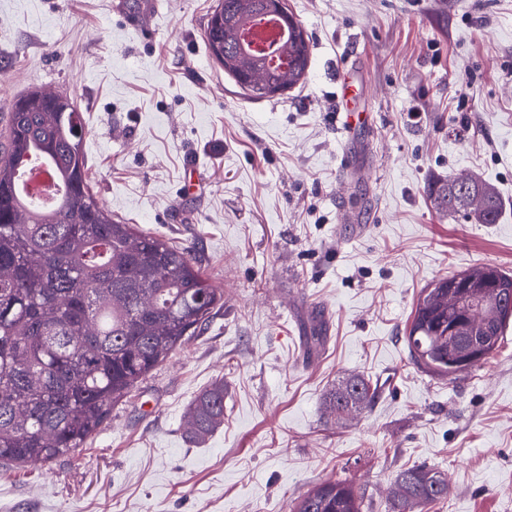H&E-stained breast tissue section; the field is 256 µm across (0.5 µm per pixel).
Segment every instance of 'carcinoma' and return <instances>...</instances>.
Here are the masks:
<instances>
[{
	"label": "carcinoma",
	"instance_id": "cac0c4a2",
	"mask_svg": "<svg viewBox=\"0 0 512 512\" xmlns=\"http://www.w3.org/2000/svg\"><path fill=\"white\" fill-rule=\"evenodd\" d=\"M276 0H218L205 39L212 58L254 98L304 80L310 43ZM283 23L286 38L258 41L257 28ZM74 99L33 88L15 98L0 142V462L49 464L84 447L112 406L200 331L223 293L191 252L139 233L95 201L81 151ZM42 159L62 187L42 209L18 189L17 174ZM450 178L436 189L442 210L495 224L502 202L477 179L462 196ZM512 308V275L490 264L443 277L424 289L406 336L415 362L453 380L487 363ZM375 390L352 377L329 397L341 420L366 407ZM187 436L202 444L224 424V382L190 405ZM444 472L403 470L392 512H411L447 495ZM293 512H362L345 481L302 495Z\"/></svg>",
	"mask_w": 512,
	"mask_h": 512
}]
</instances>
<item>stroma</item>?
<instances>
[{
	"instance_id": "35a3bbf8",
	"label": "stroma",
	"mask_w": 512,
	"mask_h": 512,
	"mask_svg": "<svg viewBox=\"0 0 512 512\" xmlns=\"http://www.w3.org/2000/svg\"><path fill=\"white\" fill-rule=\"evenodd\" d=\"M285 2L310 66L254 99L205 45L217 0H0V130L29 89L70 94L98 202L224 291L85 448L0 465V512H291L326 480L391 512L413 466L448 475L416 512H512V325L453 380L406 342L423 288L512 272V0ZM463 175L500 195L497 223L438 208L433 182ZM353 376L375 398L336 420L329 395ZM219 379L224 425L198 447L187 413Z\"/></svg>"
}]
</instances>
